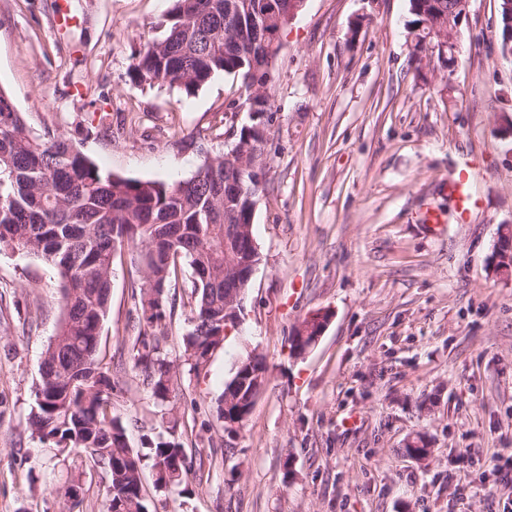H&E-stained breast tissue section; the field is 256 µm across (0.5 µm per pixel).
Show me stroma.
<instances>
[{
  "label": "stroma",
  "instance_id": "35a3bbf8",
  "mask_svg": "<svg viewBox=\"0 0 512 512\" xmlns=\"http://www.w3.org/2000/svg\"><path fill=\"white\" fill-rule=\"evenodd\" d=\"M173 0H0V89L37 134L69 139L104 170L137 180L193 176L248 124L237 75L193 94L132 82L140 50ZM498 0H471L445 67L416 50L409 0H305L281 33L273 72L268 177L253 233L262 261L242 324L206 373L155 404L132 364L138 250L114 260L99 360L121 388L112 412L131 447L165 432L191 468L192 494L145 476L151 512H512L487 471L512 454V277L496 243L512 226V56ZM477 160L479 205L457 221L444 184ZM445 224H422L427 209ZM190 271L167 290L162 347L180 362L191 329ZM61 279L42 258L0 245V512H102L104 473H72L26 419L43 353L62 318ZM331 320L303 356L290 339L309 314ZM267 383L228 438L217 400L250 350ZM424 438L431 454L407 455ZM235 453L226 456V442Z\"/></svg>",
  "mask_w": 512,
  "mask_h": 512
}]
</instances>
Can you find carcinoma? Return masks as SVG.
<instances>
[{
	"instance_id": "cac0c4a2",
	"label": "carcinoma",
	"mask_w": 512,
	"mask_h": 512,
	"mask_svg": "<svg viewBox=\"0 0 512 512\" xmlns=\"http://www.w3.org/2000/svg\"><path fill=\"white\" fill-rule=\"evenodd\" d=\"M226 0H174L160 38L149 43L132 67L142 86L193 93L212 77L262 71L261 45L240 50L224 28H240L227 19ZM413 16L426 9L442 15L451 0H409ZM239 220L224 203V155L204 164L187 180L168 183L136 180L102 170L62 137L33 133L21 113L0 90V244L45 259L62 279L64 315L40 365V379L27 419L40 441H64L68 449L101 468L107 479L106 512H148L143 470L150 465L158 489L187 488L190 467L175 439L159 435L142 447L130 446L127 427L112 415L116 382L98 359L101 326L110 309L117 245L139 246L141 284L137 303L147 329L132 348L154 399L171 398L174 381L199 377L212 351L224 344L214 324L224 320V250L210 238L237 236ZM180 255L168 256L170 240ZM192 270L190 320L182 364L169 361L165 337V291L180 262ZM265 357L247 353L225 383L217 419L224 432V401L247 406L267 383Z\"/></svg>"
}]
</instances>
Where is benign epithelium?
Wrapping results in <instances>:
<instances>
[{
	"label": "benign epithelium",
	"mask_w": 512,
	"mask_h": 512,
	"mask_svg": "<svg viewBox=\"0 0 512 512\" xmlns=\"http://www.w3.org/2000/svg\"><path fill=\"white\" fill-rule=\"evenodd\" d=\"M253 14L257 15L265 26V36L273 56H278L281 50L280 33L282 24L292 19L304 5L305 0H245ZM470 0H458L456 11L459 12L456 22L442 23L429 15L424 16V25L431 30L432 41L430 50L438 54L445 65H450L457 50V33L460 23L466 17ZM272 79V72L262 76L250 72L243 76L247 92L249 118L263 117V123L256 126L258 139L253 142H240L228 145L229 152L224 155V163L240 171L247 177V185L242 187L246 195L250 211H255L256 197L266 183V161L264 147L270 138V124L267 123L268 112L258 113V103L266 98V90ZM245 239L224 242V320L240 324L244 311V300L247 287L258 267L254 262L253 253L258 251L255 239L250 235V225H245ZM497 264L502 271L512 270V227L502 228L497 242ZM329 322L325 311H317L308 315L295 332V344L303 350L309 349L323 335Z\"/></svg>",
	"instance_id": "obj_1"
}]
</instances>
